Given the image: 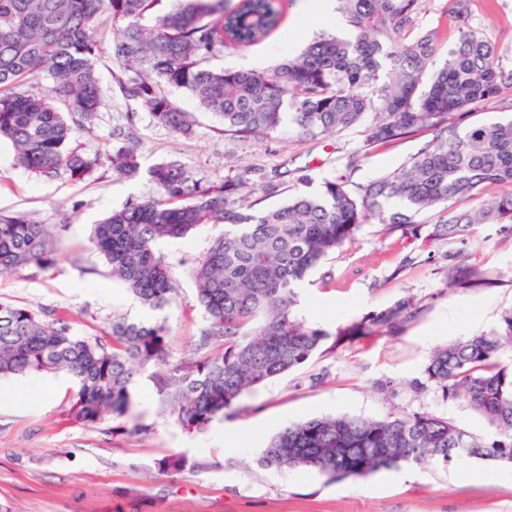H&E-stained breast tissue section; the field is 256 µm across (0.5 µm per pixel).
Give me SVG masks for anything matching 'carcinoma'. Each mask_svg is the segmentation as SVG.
<instances>
[{"label": "carcinoma", "instance_id": "1", "mask_svg": "<svg viewBox=\"0 0 512 512\" xmlns=\"http://www.w3.org/2000/svg\"><path fill=\"white\" fill-rule=\"evenodd\" d=\"M159 2L0 0V140L13 146L17 166L74 181L102 164L120 176L139 175L138 154L127 143L95 160L71 147L99 112L94 30L105 11L118 30L113 58L146 65L115 76L122 95L174 133L189 134L191 124L162 93L164 84L188 93L222 119L224 133L241 138L276 133L288 106L299 134L310 140L361 123L367 149L421 128L434 137L371 181L341 174L318 194L297 193L258 214L244 212L240 180H194L173 160L151 167L157 196L132 198L112 211L94 226L91 244L113 279L160 310L175 301L177 288L158 242L184 238L201 224L224 225L192 269L206 323L194 339L197 359L190 367L171 365L163 321H115L109 345L70 334L54 312L0 302V376L70 375V416L82 425L130 415L131 388L148 372L168 416L187 430L201 429L235 409L246 392L307 363L330 334L298 316V288L373 217L399 226L443 208L448 221L436 233L448 239L464 237L476 224H512V119L465 128L449 121L486 107L512 83L495 45L465 22L470 0H450L459 25L439 68L434 34L415 32L423 0H339L350 37L322 34L266 71L215 70L206 61L226 45L261 41L278 27L288 0H180L146 25ZM43 72L52 80L47 90H19ZM57 259L50 225L0 214V274L31 265L49 269ZM403 309L370 315L352 331L388 328ZM506 350L512 351V310L488 333L437 347L425 368L446 398L484 419L491 439L428 413L315 417L277 433L263 462L314 469L330 479L446 465L458 456L511 465ZM187 465L182 455L158 463L170 475Z\"/></svg>", "mask_w": 512, "mask_h": 512}]
</instances>
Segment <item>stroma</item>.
Segmentation results:
<instances>
[{"instance_id":"35a3bbf8","label":"stroma","mask_w":512,"mask_h":512,"mask_svg":"<svg viewBox=\"0 0 512 512\" xmlns=\"http://www.w3.org/2000/svg\"><path fill=\"white\" fill-rule=\"evenodd\" d=\"M307 2L289 0L277 29L253 46L221 50L209 67L264 70L317 36L345 29L343 15L314 18ZM466 21L496 45L502 65L512 69V0H471ZM116 33L111 17L101 16L96 38L102 104L74 146L91 159L105 156L120 144L115 131L124 129L143 171L127 179L100 166L80 182L65 174L43 178L17 167L11 144L0 141V213L51 225L58 245L54 268L0 275V302L54 311L74 335L104 342L115 319L162 321L173 362L186 363L205 323L192 267L217 227L205 224L188 238L160 243L179 297L152 311L112 279L91 246L93 224L129 198L155 196L146 170L169 160L208 183L243 180L252 212L275 208L296 193L318 192L344 171L363 144L365 127L309 141L287 120L272 137L234 139L211 112L167 86L164 94L193 124L191 136H178L122 95L114 80L121 70L112 57ZM432 137L424 130L371 147L354 180L397 168ZM446 218L437 209L403 228H389L379 218L362 224L354 242L329 256L304 283L298 311L332 334L404 302L408 308L401 318L393 328L322 347L300 368L245 393L236 412L204 429L190 432L168 418L146 375L132 389L133 419L95 426L69 416L73 380L54 373L0 378V506L12 512H512V466L491 461L461 457L357 481L260 463L284 427L319 416L429 413L486 433L479 416L428 381L425 367L433 349L490 331L512 309V231L478 224L464 242H452L434 234ZM452 269L459 285L448 283ZM172 454L199 461V469L163 474L157 462Z\"/></svg>"}]
</instances>
